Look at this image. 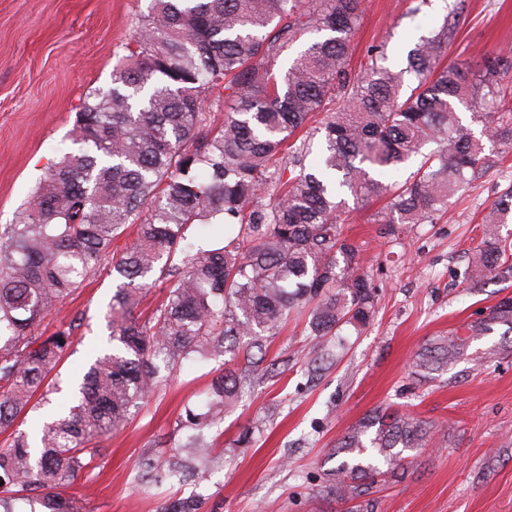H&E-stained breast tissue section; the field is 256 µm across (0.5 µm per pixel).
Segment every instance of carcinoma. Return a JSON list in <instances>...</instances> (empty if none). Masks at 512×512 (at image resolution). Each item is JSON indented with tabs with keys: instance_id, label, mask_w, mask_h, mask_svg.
I'll use <instances>...</instances> for the list:
<instances>
[{
	"instance_id": "1",
	"label": "carcinoma",
	"mask_w": 512,
	"mask_h": 512,
	"mask_svg": "<svg viewBox=\"0 0 512 512\" xmlns=\"http://www.w3.org/2000/svg\"><path fill=\"white\" fill-rule=\"evenodd\" d=\"M363 0H151L112 68V90L80 112L79 148L48 164L32 201L0 228V431L37 410L85 318L61 312L135 229L132 245L111 260L116 289L108 304L111 335L74 390V405L53 411L39 433L13 430L0 445V512H85L65 492L102 453L100 439L127 424L181 364L208 362L247 338L244 358L260 359L268 336L295 308L309 309L313 336L341 323L364 324L374 295L361 249L344 236L346 197L385 199L373 223L393 235L405 224H436L452 199L494 163L483 139L512 144V57L490 54L477 71L443 64L454 29L443 20L408 51L405 68L386 62V45L367 52L362 71L347 70ZM314 41L283 73L281 50L311 32ZM414 86L403 90L404 74ZM224 108L214 129L204 103ZM333 103L335 108L327 105ZM481 108L478 137L456 112ZM322 134L314 168L305 161ZM423 156L410 180L388 185L376 174ZM512 189L484 220L472 256L476 277L512 273L499 238ZM222 227L224 245L197 239L194 226ZM167 284L165 300L137 312L141 295ZM241 390L233 368L212 379L204 411L185 410L193 430L164 463L138 464L144 494L211 468L206 431ZM419 422L377 428L371 445L392 466V450L425 439ZM197 499H170L158 512H201Z\"/></svg>"
}]
</instances>
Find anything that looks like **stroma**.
<instances>
[{
	"instance_id": "stroma-1",
	"label": "stroma",
	"mask_w": 512,
	"mask_h": 512,
	"mask_svg": "<svg viewBox=\"0 0 512 512\" xmlns=\"http://www.w3.org/2000/svg\"><path fill=\"white\" fill-rule=\"evenodd\" d=\"M149 0H0V226L14 223L47 164L74 148L84 101L112 87V66ZM450 22L445 63L479 69L512 54V0H365L349 66L386 44L402 65L421 37ZM496 165L455 201L446 221L409 225L392 241L371 221L375 205L348 215L375 289L366 325L312 336L292 312L268 337L263 361L208 432L214 464L185 485L145 498L135 486L145 458L184 441L178 422L197 406L220 360L185 364L71 488L89 512H158L194 496L204 512H512V277L478 279L484 216L512 187V144L492 143ZM115 286L103 264L68 300L86 327L63 358L62 379L82 376L105 345ZM407 416L427 438L398 447L387 468L366 452L346 498L336 491L339 442L361 423Z\"/></svg>"
}]
</instances>
